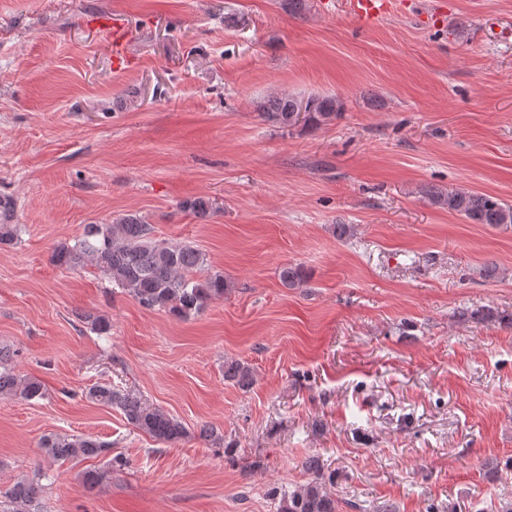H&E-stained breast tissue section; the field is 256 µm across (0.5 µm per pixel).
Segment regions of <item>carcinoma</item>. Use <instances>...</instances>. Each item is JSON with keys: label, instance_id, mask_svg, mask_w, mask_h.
<instances>
[{"label": "carcinoma", "instance_id": "1", "mask_svg": "<svg viewBox=\"0 0 512 512\" xmlns=\"http://www.w3.org/2000/svg\"><path fill=\"white\" fill-rule=\"evenodd\" d=\"M265 121L288 128L304 119L312 127L326 125L342 116V104L333 96H312L302 102L291 96H272L259 105ZM433 204L448 209L472 224L491 228L512 227V205L485 193L466 190L436 192ZM183 208L195 216L211 214L212 204L203 198L183 202ZM14 204L0 197V247L15 244L20 227L12 223ZM56 265L77 271L90 264L107 280L124 288L146 309L169 312L187 318L208 301L224 297L228 284L224 276L214 274L196 279L205 270V255L191 245L173 244L153 235V230L138 213H119L106 224H86L74 244L61 243L53 251ZM306 280L303 269L286 265L280 281L288 288H298ZM10 351L0 349V399L30 402L45 395L44 385L35 377L21 375L8 368ZM224 380L241 389H250L255 377L251 368L232 361L224 366ZM86 397L95 403L117 407L134 427L162 443L180 440L186 435L182 422L159 407H152L137 396L123 393L108 384L91 386ZM40 456L50 463L98 457L107 451L104 442L84 435L51 433L40 438ZM312 479L283 496L280 512H337L338 502L323 481V463L317 456L303 463ZM40 474L24 477L1 491L13 505L12 512H29L42 491Z\"/></svg>", "mask_w": 512, "mask_h": 512}]
</instances>
